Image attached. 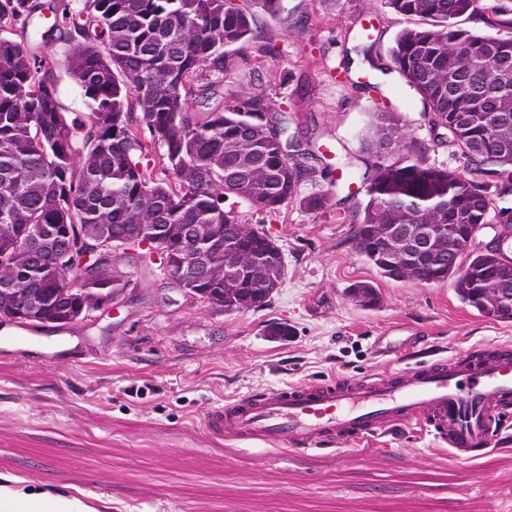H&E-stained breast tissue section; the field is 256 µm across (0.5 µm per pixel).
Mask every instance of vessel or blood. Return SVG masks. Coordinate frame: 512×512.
Returning <instances> with one entry per match:
<instances>
[{
    "instance_id": "obj_1",
    "label": "vessel or blood",
    "mask_w": 512,
    "mask_h": 512,
    "mask_svg": "<svg viewBox=\"0 0 512 512\" xmlns=\"http://www.w3.org/2000/svg\"><path fill=\"white\" fill-rule=\"evenodd\" d=\"M419 426L451 460L471 463L512 432V348L487 345L370 378L286 384L211 411L215 437L270 450L332 449Z\"/></svg>"
}]
</instances>
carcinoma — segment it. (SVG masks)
Segmentation results:
<instances>
[{
  "instance_id": "1",
  "label": "carcinoma",
  "mask_w": 512,
  "mask_h": 512,
  "mask_svg": "<svg viewBox=\"0 0 512 512\" xmlns=\"http://www.w3.org/2000/svg\"><path fill=\"white\" fill-rule=\"evenodd\" d=\"M396 13L426 20L395 37L392 69L420 98L427 123L455 126V137L439 142L455 148L463 169L427 163L422 154L399 159L382 155L387 141L407 136L408 125L394 111L374 113L372 162L361 175L365 200L356 222L358 253L379 275L407 279L381 236L391 224L505 225L512 236V35L490 36L459 27L463 16L492 28L512 29V5L505 0H387ZM258 7L270 16L282 0H69L49 7L39 0H0V316L23 311L17 323L62 329L110 303L131 286L112 270V228L161 224L162 241L151 250L176 251L187 229L199 224L214 238L215 278L182 288L214 309L263 308L285 279L279 245L259 230L224 245V199L235 196L268 216L296 200L312 213L334 206L328 193L299 196L314 168L285 158L281 146L288 116L273 111L257 91L231 94L199 118L191 98L218 96L213 78L246 63L240 51L259 36ZM68 25L72 45L66 70L81 88L90 111L82 120L63 104L52 78L53 63L35 47ZM491 42L504 56L490 69L484 49ZM148 129L151 144L138 126ZM488 154H469L473 141ZM156 157H151L154 149ZM165 178H158V173ZM98 249L96 270L76 277L64 295L62 264L86 246ZM458 247L454 232L433 238V260L412 279L439 283L455 278L461 301L500 322L512 321V304L485 294L487 281L504 273L512 281V257L505 252L467 253L460 275L448 264ZM250 252L257 264L234 269V253ZM354 300L379 303L369 282L352 285Z\"/></svg>"
}]
</instances>
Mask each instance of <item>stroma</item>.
<instances>
[{"label":"stroma","mask_w":512,"mask_h":512,"mask_svg":"<svg viewBox=\"0 0 512 512\" xmlns=\"http://www.w3.org/2000/svg\"><path fill=\"white\" fill-rule=\"evenodd\" d=\"M282 4L280 17H260L274 50L250 43L249 65L225 76L224 94L258 85L288 111L291 130L308 133L324 167L363 168L372 116L386 107L407 120L413 143L428 145V163L459 167L450 148L433 145L417 95L389 69L396 33L421 18L383 0ZM367 30L378 70L356 51ZM68 49L55 39L42 52L56 62L64 103L83 116L81 89L63 65ZM322 192L338 204L321 214L291 201L270 218L225 201L283 252L286 278L262 309L211 308L164 276L159 259L120 250L112 266L131 288L66 329L37 332L43 346L66 352L65 364L47 365L40 348L16 356L20 328L0 317V482L17 479L20 491L0 512H34L42 493L90 512H512V445L456 463L416 430L276 459L262 445L206 432V414L239 395L401 368L387 349L415 362L512 344V322L462 303L453 280L380 277L355 246L358 197L326 174L299 189ZM357 282L376 287V306L353 301ZM280 322L288 336H268Z\"/></svg>","instance_id":"35a3bbf8"}]
</instances>
